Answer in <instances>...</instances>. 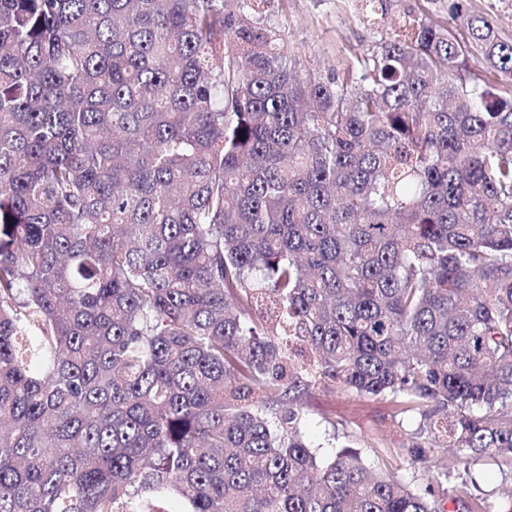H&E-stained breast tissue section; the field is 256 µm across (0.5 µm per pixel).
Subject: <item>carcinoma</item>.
I'll return each mask as SVG.
<instances>
[{"label": "carcinoma", "mask_w": 512, "mask_h": 512, "mask_svg": "<svg viewBox=\"0 0 512 512\" xmlns=\"http://www.w3.org/2000/svg\"><path fill=\"white\" fill-rule=\"evenodd\" d=\"M267 3L0 0V512H492L317 455L329 385L512 477V93L409 13L308 68Z\"/></svg>", "instance_id": "obj_1"}]
</instances>
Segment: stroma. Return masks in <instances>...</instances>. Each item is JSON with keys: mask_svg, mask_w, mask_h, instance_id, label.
<instances>
[{"mask_svg": "<svg viewBox=\"0 0 512 512\" xmlns=\"http://www.w3.org/2000/svg\"><path fill=\"white\" fill-rule=\"evenodd\" d=\"M407 11L447 27L461 46H468L467 28L463 19L451 14L448 0H391L373 27L367 23L362 0H288L284 12L274 2L270 18L285 21L287 42L303 64L327 73L362 51L374 37L389 36ZM304 416L308 440L323 453L331 451L325 433L333 429L360 449L366 465H377L384 457L398 458L401 436L388 399L319 387L308 399Z\"/></svg>", "mask_w": 512, "mask_h": 512, "instance_id": "35a3bbf8", "label": "stroma"}]
</instances>
